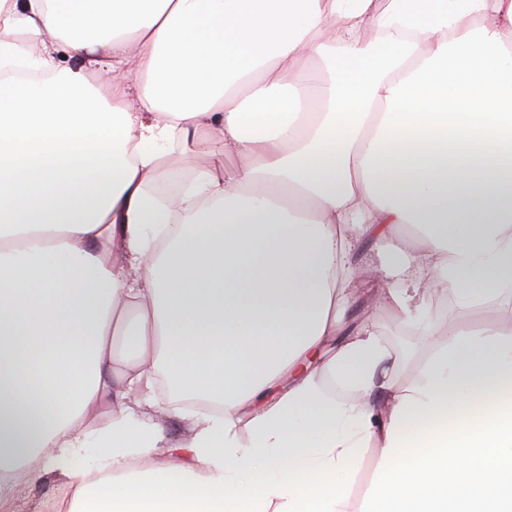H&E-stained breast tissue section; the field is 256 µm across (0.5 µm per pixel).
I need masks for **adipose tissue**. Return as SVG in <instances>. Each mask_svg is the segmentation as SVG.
Listing matches in <instances>:
<instances>
[{
    "mask_svg": "<svg viewBox=\"0 0 512 512\" xmlns=\"http://www.w3.org/2000/svg\"><path fill=\"white\" fill-rule=\"evenodd\" d=\"M400 225L403 383L346 321ZM438 291L512 304V0H0V506L49 474L51 512H512V326L445 331ZM162 382L208 405L178 444ZM208 154H199L193 147L185 150H179L174 156L166 155L161 160L164 176L168 175L170 179L174 175L182 173H191L205 166L212 158H224V143L219 139H212L208 145ZM187 174H182L180 178L165 184H156L153 191L159 195H169L171 192L177 191L182 180ZM409 233L408 227L399 226L394 230L393 235H391L388 241L379 243L366 241L361 244L360 250L369 261H373L376 264L383 263L391 267L394 258V246L398 245L402 239L407 238ZM156 397L160 403L148 409L153 423L161 428L173 443L182 442L190 437L192 434L191 422L187 419L176 418L168 412L166 396L159 389ZM378 448H366L359 459L352 486V503L355 504L369 486L379 457Z\"/></svg>",
    "mask_w": 512,
    "mask_h": 512,
    "instance_id": "1",
    "label": "adipose tissue"
}]
</instances>
